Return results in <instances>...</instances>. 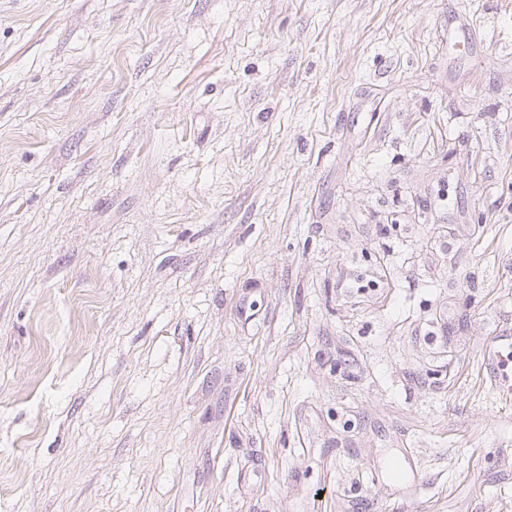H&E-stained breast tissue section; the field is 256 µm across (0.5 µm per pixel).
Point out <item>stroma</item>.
Segmentation results:
<instances>
[{
  "instance_id": "1",
  "label": "stroma",
  "mask_w": 512,
  "mask_h": 512,
  "mask_svg": "<svg viewBox=\"0 0 512 512\" xmlns=\"http://www.w3.org/2000/svg\"><path fill=\"white\" fill-rule=\"evenodd\" d=\"M0 512H512V0H0Z\"/></svg>"
}]
</instances>
